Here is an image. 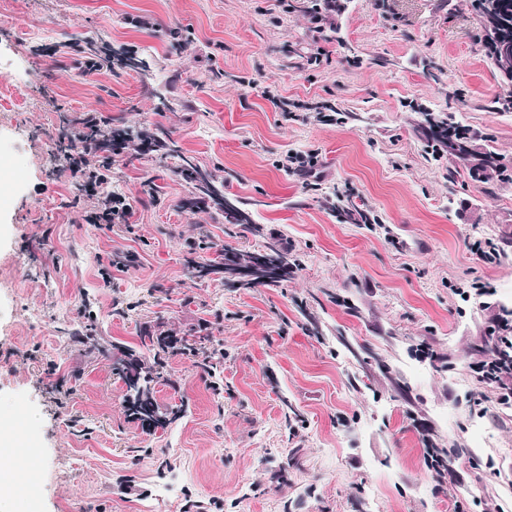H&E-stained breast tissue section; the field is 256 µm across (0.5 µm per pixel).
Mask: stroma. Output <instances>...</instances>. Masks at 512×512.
<instances>
[{
	"mask_svg": "<svg viewBox=\"0 0 512 512\" xmlns=\"http://www.w3.org/2000/svg\"><path fill=\"white\" fill-rule=\"evenodd\" d=\"M338 3L0 0V423L31 512H512V406L474 370L512 307V183L449 178L414 132L445 113L510 157L506 91L468 0ZM91 41L148 71L85 73ZM86 112L171 130L259 235L182 209L189 186L131 145L87 195L57 142ZM112 193L127 221L87 224ZM272 238L298 261L281 286L186 275ZM88 324L207 335L224 364L167 359L155 398L189 408L148 432L74 341Z\"/></svg>",
	"mask_w": 512,
	"mask_h": 512,
	"instance_id": "1",
	"label": "stroma"
}]
</instances>
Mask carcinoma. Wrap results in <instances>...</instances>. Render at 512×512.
<instances>
[{
    "instance_id": "carcinoma-1",
    "label": "carcinoma",
    "mask_w": 512,
    "mask_h": 512,
    "mask_svg": "<svg viewBox=\"0 0 512 512\" xmlns=\"http://www.w3.org/2000/svg\"><path fill=\"white\" fill-rule=\"evenodd\" d=\"M469 5L483 32L482 48L486 58L494 66L500 82L512 86V67L507 68L497 61L498 44L502 38L508 37L509 45L512 46V0H469ZM416 131L433 153L448 157L451 164L449 176L463 172L472 180L482 183L512 182V158L496 152L490 146L488 137L477 132L463 131L448 116L432 113L426 114ZM136 139L148 150L160 151L166 157L179 160L174 166V173L191 187L190 195L182 200V207L194 209L211 202L224 216L225 223L237 225L245 232L256 230V224L247 211L228 203L224 196V184L217 182L209 172L185 157L170 132L161 125L134 136L128 129L114 126L109 121L94 128L87 139L80 141V147L94 154H106L102 164L95 168V171L101 173L108 168V154L112 153L114 147ZM254 253L266 257L271 268H283L285 273L276 276L264 271L253 280L240 284L242 288L278 287L288 280V276L298 266L297 260L290 257L288 249L276 240L265 243ZM250 255L249 251L223 246L208 261L192 262L190 273L192 277L203 280L209 273L224 268V264L231 258L246 261ZM139 341L141 347L153 353L159 366L165 359L175 355L199 357L202 367L212 376L224 360V349L216 347L207 336L155 334L145 328L140 333ZM97 350L111 361L112 375L125 388L127 415L142 429L149 432L165 429L181 416L183 408L180 406L165 411L159 408L154 398V388L162 379L161 373L146 366L136 348L113 342L101 345Z\"/></svg>"
}]
</instances>
